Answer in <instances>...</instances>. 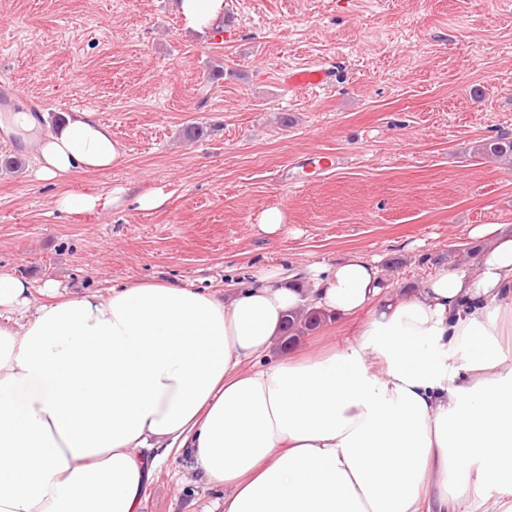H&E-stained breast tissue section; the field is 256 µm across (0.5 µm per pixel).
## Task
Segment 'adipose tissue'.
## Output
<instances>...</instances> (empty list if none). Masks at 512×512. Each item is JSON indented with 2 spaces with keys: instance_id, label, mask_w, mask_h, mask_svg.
I'll list each match as a JSON object with an SVG mask.
<instances>
[{
  "instance_id": "adipose-tissue-1",
  "label": "adipose tissue",
  "mask_w": 512,
  "mask_h": 512,
  "mask_svg": "<svg viewBox=\"0 0 512 512\" xmlns=\"http://www.w3.org/2000/svg\"><path fill=\"white\" fill-rule=\"evenodd\" d=\"M207 34L224 0H176ZM123 149L92 111L38 139L40 179ZM477 271L387 292L376 260L260 268L220 293L154 281L32 305L0 271V512H139L181 451L224 512H512V234ZM364 315L356 338L263 364L285 315ZM464 370H457V356Z\"/></svg>"
}]
</instances>
